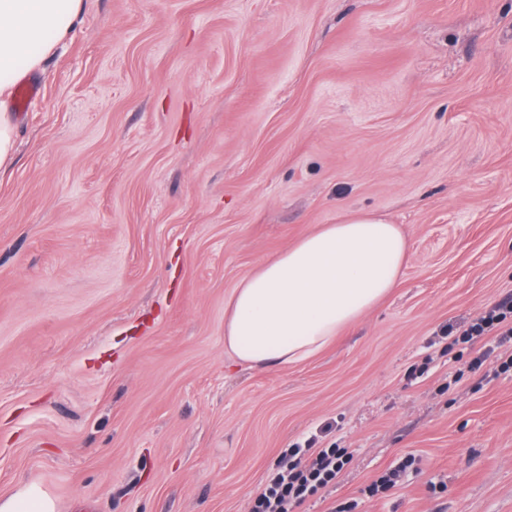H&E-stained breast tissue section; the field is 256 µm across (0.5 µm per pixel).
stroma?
I'll return each mask as SVG.
<instances>
[{
  "label": "stroma",
  "mask_w": 512,
  "mask_h": 512,
  "mask_svg": "<svg viewBox=\"0 0 512 512\" xmlns=\"http://www.w3.org/2000/svg\"><path fill=\"white\" fill-rule=\"evenodd\" d=\"M31 80L0 493L249 512L289 448L336 446L294 512H512V340L448 332L512 299V0H84ZM360 211L407 236L398 287L316 357L234 365L239 280Z\"/></svg>",
  "instance_id": "35a3bbf8"
}]
</instances>
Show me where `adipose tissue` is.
I'll use <instances>...</instances> for the list:
<instances>
[{
  "label": "adipose tissue",
  "instance_id": "adipose-tissue-1",
  "mask_svg": "<svg viewBox=\"0 0 512 512\" xmlns=\"http://www.w3.org/2000/svg\"><path fill=\"white\" fill-rule=\"evenodd\" d=\"M83 0H0V169L13 159L11 89L68 37ZM408 250L399 225L369 212L322 224L243 277L224 307V350L251 369L310 359L399 284ZM0 512H58L40 484L0 494Z\"/></svg>",
  "mask_w": 512,
  "mask_h": 512
}]
</instances>
